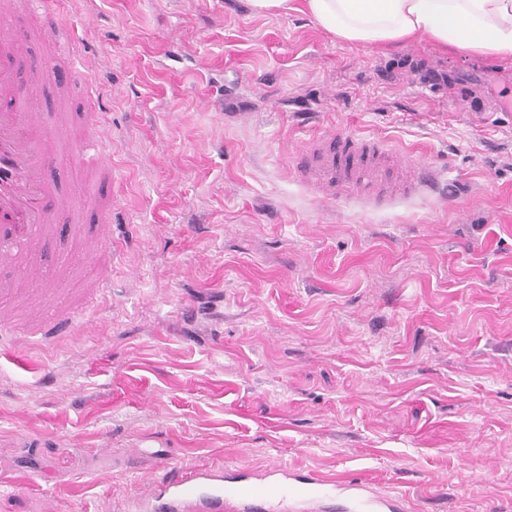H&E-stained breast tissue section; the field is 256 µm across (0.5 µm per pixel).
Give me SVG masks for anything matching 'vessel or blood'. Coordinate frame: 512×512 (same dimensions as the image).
<instances>
[{
  "label": "vessel or blood",
  "mask_w": 512,
  "mask_h": 512,
  "mask_svg": "<svg viewBox=\"0 0 512 512\" xmlns=\"http://www.w3.org/2000/svg\"><path fill=\"white\" fill-rule=\"evenodd\" d=\"M40 0H0V262L17 264L25 275L16 287L0 289V306L15 290L37 291L47 275L39 263L42 245L56 234L58 212L69 215L73 235L95 232L100 247L112 244V167L102 137L93 132L68 138L47 123L32 96L18 89L19 60L15 51L14 20L18 10L36 11ZM60 165L94 174L95 179L71 188L49 176ZM299 181L336 198L364 183L372 197L420 195L436 181L434 166L401 156L380 143L350 133L309 139L295 162ZM83 300H64L56 317H44L33 327L40 336L64 335L76 325ZM340 497L361 512H404L400 496L371 495L364 479L336 480L285 465L254 472L250 468L173 466L138 496L135 512H321L324 501Z\"/></svg>",
  "instance_id": "vessel-or-blood-1"
}]
</instances>
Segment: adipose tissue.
I'll return each mask as SVG.
<instances>
[{
    "label": "adipose tissue",
    "mask_w": 512,
    "mask_h": 512,
    "mask_svg": "<svg viewBox=\"0 0 512 512\" xmlns=\"http://www.w3.org/2000/svg\"><path fill=\"white\" fill-rule=\"evenodd\" d=\"M254 14L295 10L339 40L400 44L423 35L481 58H512V0H249Z\"/></svg>",
    "instance_id": "obj_1"
}]
</instances>
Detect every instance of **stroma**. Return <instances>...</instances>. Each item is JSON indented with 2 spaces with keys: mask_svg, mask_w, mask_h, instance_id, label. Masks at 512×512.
<instances>
[{
  "mask_svg": "<svg viewBox=\"0 0 512 512\" xmlns=\"http://www.w3.org/2000/svg\"><path fill=\"white\" fill-rule=\"evenodd\" d=\"M112 164V286L0 332V512H127L172 463L361 476L408 512H512V59L336 39L248 0H50ZM433 163L331 200L305 132ZM39 474V487L21 480ZM110 280L111 278H107L105 274H100L98 279L87 288L90 291L88 294L106 288ZM88 294L79 300L67 301V298L61 300L60 305L57 306L56 317H42L32 329L26 332L30 335L63 336L67 327L76 325L78 318L82 316L84 299Z\"/></svg>",
  "mask_w": 512,
  "mask_h": 512,
  "instance_id": "1",
  "label": "stroma"
}]
</instances>
